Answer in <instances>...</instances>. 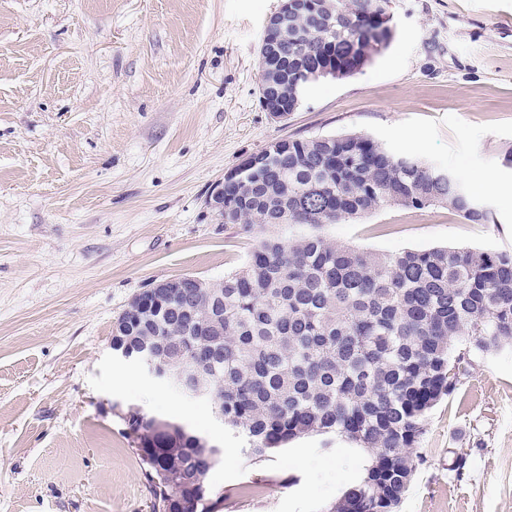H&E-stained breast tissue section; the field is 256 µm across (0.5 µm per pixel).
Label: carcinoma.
I'll return each instance as SVG.
<instances>
[{
  "label": "carcinoma",
  "instance_id": "carcinoma-1",
  "mask_svg": "<svg viewBox=\"0 0 512 512\" xmlns=\"http://www.w3.org/2000/svg\"><path fill=\"white\" fill-rule=\"evenodd\" d=\"M385 0H295L284 25L280 84L296 111L312 83L358 73L394 39ZM239 201L226 224L262 236L224 277V300L193 276L122 313L112 350L185 371L219 394L224 423L262 461L307 435L341 436L370 463L327 512H395L421 462L429 411L457 390L463 363L512 344V254L475 248L379 253L338 245L328 224L387 207L446 208L471 224L488 212L451 169L396 154L359 134L293 139L263 170L224 185ZM157 512H213L214 453L145 414L129 423Z\"/></svg>",
  "mask_w": 512,
  "mask_h": 512
}]
</instances>
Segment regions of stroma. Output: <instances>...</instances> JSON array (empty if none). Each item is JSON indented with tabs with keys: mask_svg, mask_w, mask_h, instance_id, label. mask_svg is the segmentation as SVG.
Returning <instances> with one entry per match:
<instances>
[{
	"mask_svg": "<svg viewBox=\"0 0 512 512\" xmlns=\"http://www.w3.org/2000/svg\"><path fill=\"white\" fill-rule=\"evenodd\" d=\"M280 5L0 0V512H152L134 408L223 448L215 512H326L363 472L369 453L342 437L253 461L208 402L112 350L152 283L242 267L254 235L207 199L271 143L363 134L454 170L489 212L471 224L386 209L325 226L336 243L512 253V0H389V48L277 120L260 103L258 46ZM417 452L398 512H512L511 347L461 375Z\"/></svg>",
	"mask_w": 512,
	"mask_h": 512,
	"instance_id": "1",
	"label": "stroma"
}]
</instances>
